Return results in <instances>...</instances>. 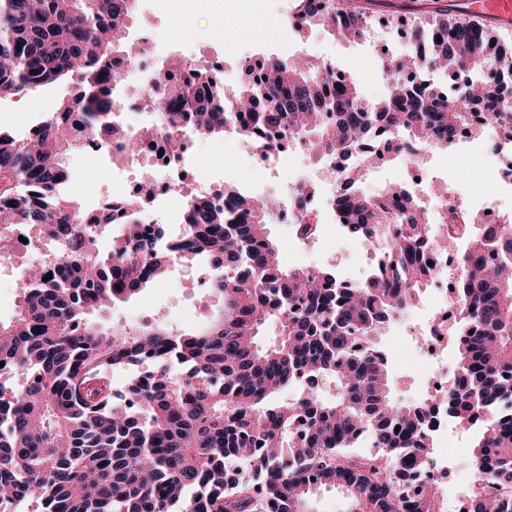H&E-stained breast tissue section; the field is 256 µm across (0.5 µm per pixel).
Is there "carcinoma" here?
<instances>
[{
	"label": "carcinoma",
	"mask_w": 512,
	"mask_h": 512,
	"mask_svg": "<svg viewBox=\"0 0 512 512\" xmlns=\"http://www.w3.org/2000/svg\"><path fill=\"white\" fill-rule=\"evenodd\" d=\"M136 0H0V98L76 82L77 93L17 141L0 132V246L18 225L43 227L61 244L52 278L37 267L18 312L0 323V512L21 501L39 512H306L323 487L349 500L347 512H441L440 486L424 484L407 503L429 459L424 422L437 406L475 424L470 463L478 477L467 512H512V227L482 224L459 261L453 286L458 316L457 377L448 395L402 404L390 397L388 361L376 338L411 311L432 278L422 255L428 218L401 182L382 193L344 176L334 205L353 214L344 225L374 239L377 261L359 285L327 267L288 269L268 227L269 204L241 195L226 211L195 198L173 246L165 231L148 235L132 221L106 224L63 196L65 156L89 140L117 141L113 123L124 84L112 76ZM315 25L353 42L372 17L327 0ZM435 31L439 38L425 39ZM413 41L386 59L387 93L370 100L352 79L335 83L286 59L246 60L235 113L224 86L205 71L172 89L195 112L153 101L168 119L173 154L181 135L234 133L261 138L281 129L311 141L316 158L346 156L376 130L407 149L417 137L435 148L454 143L483 109L490 126L512 125V47L486 28L449 17L412 21ZM454 66L471 84L451 96L432 75ZM207 260L223 306L198 330L171 334L158 325L98 329L94 311L127 301L160 281L171 265ZM279 343L260 344L269 321ZM131 371L125 392L110 374ZM331 378L336 394L319 395ZM294 387L288 401L280 395ZM365 439L376 452L364 464L345 453Z\"/></svg>",
	"instance_id": "cac0c4a2"
}]
</instances>
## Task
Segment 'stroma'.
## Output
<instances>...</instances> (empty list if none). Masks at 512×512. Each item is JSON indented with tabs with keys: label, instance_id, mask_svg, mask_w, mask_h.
<instances>
[{
	"label": "stroma",
	"instance_id": "obj_1",
	"mask_svg": "<svg viewBox=\"0 0 512 512\" xmlns=\"http://www.w3.org/2000/svg\"><path fill=\"white\" fill-rule=\"evenodd\" d=\"M291 0H138L129 22L131 31L150 28L158 46H165L172 37H179L193 60L223 58L224 80L234 84L240 81L242 60L253 57L279 56L290 59L309 53L321 61H330L348 72L361 92L377 99L387 91L380 54L368 45L346 43L335 39L319 27L298 32L289 25L287 17ZM455 0H336L337 5H350L365 11L376 20L392 23L393 34L385 42L386 52L400 54L407 44L409 21L421 15L437 14L452 8ZM252 4L254 15L263 24L261 36L242 29L218 31L213 26L216 13L235 19L245 4ZM70 83L27 91L0 100V130L12 136L23 137L27 127L37 124L59 102L73 94ZM492 149L489 139L462 146L454 143L442 151L436 167L446 173L449 191L464 195L473 191L491 195L498 185L484 161ZM70 171L66 185L67 196L78 201L86 210L95 209L108 198L112 189V168L104 156H91L84 150L70 152L65 160ZM320 164L311 157L299 154L284 159L278 173H269L254 167L246 151L245 142L233 135L218 134L202 139L192 168L196 173L220 172L225 185L248 186L257 193H273L278 181L290 179L295 172H313ZM281 262L291 268L312 264L336 266L342 279L361 283L373 272L374 264L365 255L362 242L349 238L345 231L330 230L317 242L305 244L292 238L288 225L270 227ZM196 267L186 262L176 268L175 275L164 282L146 288L137 297L94 314V321L104 328L123 325L136 328L159 321L174 334L199 327L219 305L218 298L209 289L185 290ZM389 359L393 380L392 397L401 403L414 402L422 392L415 378L416 362L408 354L413 338L408 328L382 332L377 338Z\"/></svg>",
	"mask_w": 512,
	"mask_h": 512
}]
</instances>
